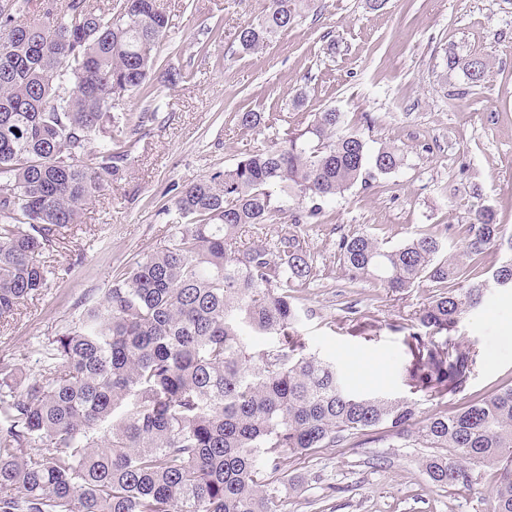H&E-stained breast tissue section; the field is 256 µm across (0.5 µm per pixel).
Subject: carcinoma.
Segmentation results:
<instances>
[{
    "label": "carcinoma",
    "mask_w": 512,
    "mask_h": 512,
    "mask_svg": "<svg viewBox=\"0 0 512 512\" xmlns=\"http://www.w3.org/2000/svg\"><path fill=\"white\" fill-rule=\"evenodd\" d=\"M28 0H0V320L48 287L40 256L128 160L127 139L153 119L115 102L153 80L169 16L158 0H57L19 22ZM310 0H269L239 30L245 51L288 31ZM328 108L281 142L183 185L163 206L179 219L164 248L124 267L78 323L43 348L37 374L0 356V512H281L288 457L342 448L386 430L430 448L422 468L436 486L467 485L495 467L493 512H512V386L454 411L418 418L413 396L464 391L477 353L428 335L448 333L489 285L512 287V258L484 281L455 289L457 263L419 233L389 248L353 229L337 249L351 282L400 293L443 288L414 315L405 382L412 397L356 395L336 365L306 352L292 288L316 259L296 228L344 195L367 169L385 175L402 157L369 152ZM276 239L247 233L287 211ZM495 212L466 226V254L503 241ZM260 336L273 346L252 350ZM37 448L32 454L29 449Z\"/></svg>",
    "instance_id": "obj_1"
}]
</instances>
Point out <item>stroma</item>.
Instances as JSON below:
<instances>
[{
  "mask_svg": "<svg viewBox=\"0 0 512 512\" xmlns=\"http://www.w3.org/2000/svg\"><path fill=\"white\" fill-rule=\"evenodd\" d=\"M160 5L170 29L157 67L181 70L186 80L156 84V119L132 136L127 164L81 223L43 254L62 276L0 323V354L34 374L44 342L77 321L83 297H102L113 274L168 244L173 226L162 206L174 188L281 140L310 113L336 108L371 151L394 148L404 161L327 203L318 223L301 225L317 272L294 290L306 311L300 339L336 363L351 391L407 395L410 319L436 290L423 283L393 295L371 280L350 283L337 242L341 232L362 229L396 246L440 229L445 257L475 280L512 256L505 247L464 253L479 207L492 208L512 237V0H385L377 11L365 0H314L256 53L243 51L237 34L259 20L267 0ZM474 57L486 64L477 83L464 68ZM247 110L264 113V123L240 127L234 115ZM507 323L512 289L494 288L448 335H434L479 357L467 388L441 403L420 398L422 414L512 385ZM425 454L389 435L289 457L293 489L282 512H492L497 469H475L470 484L442 488L424 473Z\"/></svg>",
  "mask_w": 512,
  "mask_h": 512,
  "instance_id": "35a3bbf8",
  "label": "stroma"
}]
</instances>
